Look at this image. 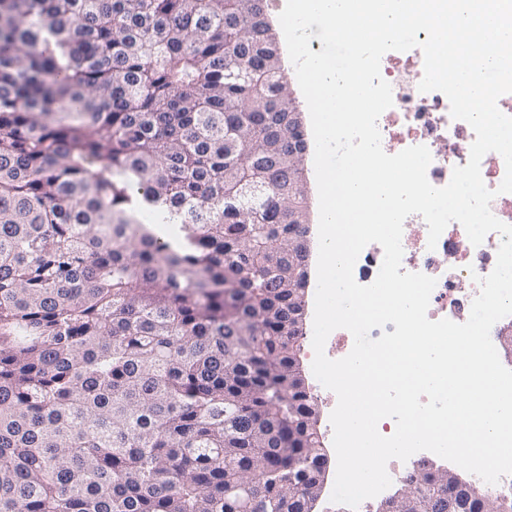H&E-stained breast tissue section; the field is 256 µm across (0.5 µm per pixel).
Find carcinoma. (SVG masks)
<instances>
[{
    "label": "carcinoma",
    "mask_w": 512,
    "mask_h": 512,
    "mask_svg": "<svg viewBox=\"0 0 512 512\" xmlns=\"http://www.w3.org/2000/svg\"><path fill=\"white\" fill-rule=\"evenodd\" d=\"M250 9L0 0V512H313L292 100ZM488 498L459 512H512Z\"/></svg>",
    "instance_id": "obj_1"
}]
</instances>
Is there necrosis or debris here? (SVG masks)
Returning <instances> with one entry per match:
<instances>
[{
  "label": "necrosis or debris",
  "instance_id": "necrosis-or-debris-1",
  "mask_svg": "<svg viewBox=\"0 0 512 512\" xmlns=\"http://www.w3.org/2000/svg\"><path fill=\"white\" fill-rule=\"evenodd\" d=\"M424 74V58L403 59L388 57L381 67V76L392 87L393 105L382 113L377 126L383 150L396 154L417 145L426 146L432 156L427 169L429 182L436 187L448 184L455 167L466 165L469 144L475 139L472 127L450 115V104L445 95L437 91L420 92L418 85ZM485 185L495 190L490 208L503 223L512 225V193H498L497 188L505 174L502 156L487 153L480 165ZM409 223L420 225L417 236H403L402 269L419 272L436 280L431 293L427 316L437 321L460 320L469 313L473 299L478 295V280L492 272L502 237L489 233L481 245L467 243V234L459 223H450L440 236L436 247H429L428 233L422 228L424 219L413 214ZM464 241L462 251H455L457 241ZM456 252L453 266H445L443 258Z\"/></svg>",
  "mask_w": 512,
  "mask_h": 512
}]
</instances>
